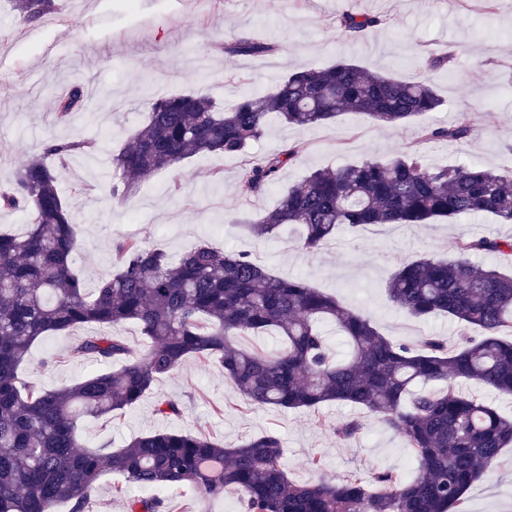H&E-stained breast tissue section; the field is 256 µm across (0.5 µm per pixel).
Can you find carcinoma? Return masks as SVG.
<instances>
[{
  "label": "carcinoma",
  "mask_w": 512,
  "mask_h": 512,
  "mask_svg": "<svg viewBox=\"0 0 512 512\" xmlns=\"http://www.w3.org/2000/svg\"><path fill=\"white\" fill-rule=\"evenodd\" d=\"M25 19L51 0H15ZM337 27L363 38L381 26L376 15L346 11ZM275 45L244 35L224 44L230 55H256ZM443 105L426 79L404 81L371 74L346 60L321 69L301 67L261 96L243 95L224 107L197 94L149 103L148 122L112 158L110 194L130 192L137 181L197 155L247 157L272 120L292 127L326 124L343 112L385 127H400ZM88 111L84 87L58 100L65 123ZM466 117L428 126V142L460 143L471 137ZM94 143L56 139L30 158L0 188V205L27 212L20 234L0 233V512H86L100 477L117 476L114 492L127 512H166L158 490L191 486L200 502L235 487L245 512H463L468 490L502 450L512 446V417L501 415L466 382L512 394V275L464 259L422 257L400 264L387 285L393 305L415 317L445 314L465 336L449 348L437 337L393 341L365 314L299 278L274 276L243 254L226 253L208 240L177 259L136 239L114 248L117 268L88 288L73 267L77 237L72 210L58 188V166ZM304 152L291 143L245 169L239 195L262 196L277 175ZM490 214L512 224V169L478 164L430 168L415 152L365 160L336 170H315L283 192L277 204L246 222L258 238L280 226L299 228L298 247L325 245L340 226L428 224ZM464 254L512 256V240L471 237ZM133 322L144 338L135 353L112 328ZM336 326L350 349L330 352L322 327ZM86 325L98 331L73 354L105 369L77 383L47 390L20 377L32 344L47 333ZM273 330L277 349L264 353L239 338ZM213 360L249 405L316 411L350 403L378 415L413 451L416 475L382 470L366 481H292L281 466L283 441L275 432L227 448L210 438L175 430L136 436L106 452L85 447L78 433L85 417H104L135 405L158 378L188 358ZM341 440L360 430L356 420L332 427ZM152 495H132L130 490Z\"/></svg>",
  "instance_id": "cac0c4a2"
}]
</instances>
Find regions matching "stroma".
<instances>
[{
	"label": "stroma",
	"instance_id": "1",
	"mask_svg": "<svg viewBox=\"0 0 512 512\" xmlns=\"http://www.w3.org/2000/svg\"><path fill=\"white\" fill-rule=\"evenodd\" d=\"M54 10L21 21L14 0H0V185L7 184L30 155L56 138L96 141L91 153L72 156L61 168L59 189L72 207L79 249L74 264L85 283L112 274L114 245L133 237L178 256L202 240L245 253L269 273L298 277L331 293L346 307L366 313L394 340L436 336L455 344L461 328L448 316L416 319L396 309L386 284L400 262L452 259L470 236L512 237V224L470 216L430 224H376L340 228L318 252L296 244L295 229L251 237L240 220L271 209L289 185L311 171L365 159L384 161L420 150L431 167L479 162L512 167V0H53ZM356 10L382 15L386 23L353 40L336 27L337 17ZM249 33L273 42L274 52L225 54L223 45ZM452 52L448 69L428 71L430 55ZM341 59L372 73L404 80L430 75L444 99L442 111L387 128L345 113L313 127L271 121L251 155L261 157L301 142L305 150L259 199L240 198L245 158L198 155L143 178L131 193L107 190L111 162L124 140L142 127L152 100L203 94L229 105L241 95L267 93L296 66L325 67ZM77 83L91 95L112 94V108L54 122L57 100ZM467 117L474 133L455 145L421 141L425 125ZM86 329L43 337L21 370L43 388L73 384L96 362L72 356ZM175 402L178 415L156 413L157 398ZM358 420L354 438L342 442L333 424ZM202 433L227 446L267 431L284 443L281 459L289 478L307 482L352 474L371 479L393 469L413 477L412 452L377 415L349 403L319 412L245 405L215 362L187 359L160 377L151 393L109 418L88 417L79 432L91 448H120L155 430ZM167 512H243L240 493L200 502L193 488L166 494ZM464 512H512V447L504 449L486 476L466 495Z\"/></svg>",
	"mask_w": 512,
	"mask_h": 512
}]
</instances>
